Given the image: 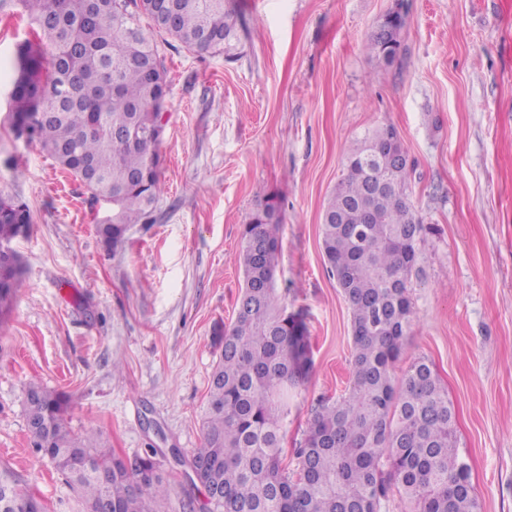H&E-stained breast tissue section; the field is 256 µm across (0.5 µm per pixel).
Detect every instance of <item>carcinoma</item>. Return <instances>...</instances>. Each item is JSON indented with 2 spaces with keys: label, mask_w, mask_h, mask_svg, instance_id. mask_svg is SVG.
<instances>
[{
  "label": "carcinoma",
  "mask_w": 512,
  "mask_h": 512,
  "mask_svg": "<svg viewBox=\"0 0 512 512\" xmlns=\"http://www.w3.org/2000/svg\"><path fill=\"white\" fill-rule=\"evenodd\" d=\"M37 41L17 47L9 93L16 137L37 142L81 181L89 208L112 204L97 225L112 246L133 224H147L160 185L159 142L112 140V130L162 119L168 82L157 43L141 26L198 53L234 49L226 0H173L175 25L161 26L155 0H17ZM406 18L382 22L364 49L390 65L400 53ZM401 152L394 126L377 125L351 142L341 177L321 217V250L348 305L353 375L347 392L315 407L297 448V472L282 467L288 389L312 370L303 313L290 312L275 286L281 201L265 196L242 225L238 262L244 283L234 324L217 322L221 350L201 422L211 512H378L393 489L415 512H478L470 467L459 448L454 407L431 364L414 362L396 380L393 364L411 329L409 288L426 227L410 199L415 164L390 170L370 151ZM29 206L0 195V304L20 285L22 260L11 247L30 228ZM25 411L33 448L76 489L87 508L157 512L167 488L151 451L121 459L72 432L67 395L30 383ZM44 506L0 475V512Z\"/></svg>",
  "instance_id": "carcinoma-1"
}]
</instances>
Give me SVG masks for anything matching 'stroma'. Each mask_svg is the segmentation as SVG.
Returning <instances> with one entry per match:
<instances>
[{
    "mask_svg": "<svg viewBox=\"0 0 512 512\" xmlns=\"http://www.w3.org/2000/svg\"><path fill=\"white\" fill-rule=\"evenodd\" d=\"M235 56L159 42L168 70L161 180L148 224L118 245L97 235L79 182L9 127L15 52L32 27L0 9V194L28 204L13 247L21 283L0 309V467L45 512H82L78 493L32 447L29 381L66 393L69 425L123 458L164 454L161 512L207 495L189 462L243 272L240 232L277 195L275 287L302 311L313 367L288 394L281 462L296 468L318 401L351 377L348 306L321 251L323 204L348 141L399 132L426 231L411 278L412 327L394 365L432 363L456 412L480 512H512V0H228ZM402 52L363 48L393 10Z\"/></svg>",
    "mask_w": 512,
    "mask_h": 512,
    "instance_id": "obj_1",
    "label": "stroma"
}]
</instances>
